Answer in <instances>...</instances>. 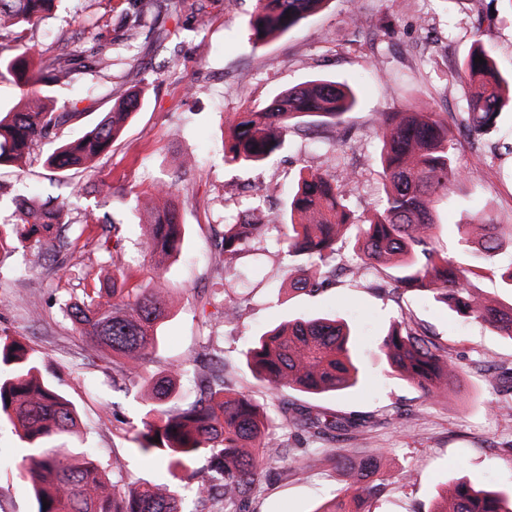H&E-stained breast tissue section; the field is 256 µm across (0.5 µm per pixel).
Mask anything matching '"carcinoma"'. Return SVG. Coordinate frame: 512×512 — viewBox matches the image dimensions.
Returning <instances> with one entry per match:
<instances>
[{"label":"carcinoma","instance_id":"1","mask_svg":"<svg viewBox=\"0 0 512 512\" xmlns=\"http://www.w3.org/2000/svg\"><path fill=\"white\" fill-rule=\"evenodd\" d=\"M56 0H0V36H14V53L0 57V77L10 75L27 98L26 103L0 114V166L23 160L32 146L56 136L71 116L56 112L46 103L42 89L72 86L78 70L100 74L112 71V56L103 51L68 58L43 59L25 41L20 29L33 24L55 8ZM327 0H256L248 21L255 41L282 35L320 10ZM480 56L485 63L474 62ZM454 79L471 88L465 111L456 115L437 112L378 113L381 145L376 170L382 185V207L373 216H355L345 186L354 176H333L319 169L299 173L288 197V223L276 218L260 228L250 224H226L216 243L224 267L250 250L276 252L304 267L290 282V290L312 292L342 276L360 278L384 260H396L398 275L392 292L424 291L461 316H476L512 338V304L487 303L475 296L470 277L477 272L456 267L434 245L435 215L432 196H447L464 170L456 158L460 137L478 138L496 128L503 109L512 106L509 81L496 67L492 51L481 40L473 42ZM143 91L128 90L109 112L79 139L58 146L45 162L54 171L87 166L110 150L131 114L142 107ZM357 103L355 91L344 83L315 78L288 88L264 109L242 113L235 124L232 143L224 149V161L259 167L279 154L288 129L307 117H319L335 125ZM174 184L160 188L161 204L148 223L145 252L156 267L180 249L184 225L171 197ZM21 223L0 224V257L34 243L52 246V261L68 249L66 227L72 224L68 204L26 207ZM481 237L474 241L466 229L459 242L487 257L512 244V225L495 224L478 217ZM349 235L354 256L342 259L339 233ZM129 276L112 275V288L95 292L82 303H69L66 311L95 347L112 351L122 375H139L159 341L166 317V291L149 283L127 287ZM350 326L335 318L297 317L254 338L245 360L256 377L276 393L295 390L310 395L341 393L357 386L360 367ZM380 353L388 371L414 384L425 396L450 392L458 372L429 329L408 317L390 323L381 340ZM172 380L154 384L155 403L147 411L139 433L140 450L158 458L177 481L197 480L202 500L212 512H250L261 492V464L280 456L284 448L265 441L271 422L267 410L235 392L224 379V361L210 369L206 402L171 408ZM280 413L287 425L300 431L306 442L308 465L326 458L322 444L334 432L364 425L363 419L328 417L323 413L286 403ZM10 419L25 443L22 467L37 503V512H179V500L166 484L119 486L102 474L87 448H70L65 439L77 429L74 404L55 386L40 379V362L22 341L0 336V416ZM160 441H154V438ZM204 456L206 467L194 468ZM380 452L369 450L359 470H346L350 482L314 512H370L386 479L379 476ZM49 503L43 507V503ZM452 512H512V493L474 489L462 481L454 489Z\"/></svg>","mask_w":512,"mask_h":512}]
</instances>
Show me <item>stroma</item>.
I'll list each match as a JSON object with an SVG mask.
<instances>
[{
	"instance_id": "35a3bbf8",
	"label": "stroma",
	"mask_w": 512,
	"mask_h": 512,
	"mask_svg": "<svg viewBox=\"0 0 512 512\" xmlns=\"http://www.w3.org/2000/svg\"><path fill=\"white\" fill-rule=\"evenodd\" d=\"M254 8L255 0H180L177 11L159 24L154 13L136 14L132 0H63L50 18L27 27L25 39L40 57L105 43L115 64L104 76H81V84L92 89L91 99L80 103L56 138L38 144L27 164L0 167V186L8 190L0 197L1 223L17 219L14 191L68 201L73 220L62 265L51 267L49 250L37 247L18 249L0 262V336L34 348L43 359V377L76 405L80 421L71 447L93 450L111 479L155 484L168 474L152 455L139 452L137 441L153 380L181 367L171 403L192 402L204 394L208 357L217 354L232 389L269 402V391L242 354L246 342L298 314H333L355 330L361 383L341 395L291 391L287 398L314 411L367 418L366 427L337 431L334 446L355 461L366 449H381V469L392 482L372 503V512H430L461 480L511 491L512 381L497 378L499 371L512 369L511 338L421 292L388 294L397 274L390 262L321 292L298 293L289 289L292 265L283 256L244 254L231 280L220 269L214 243L226 220L260 187L269 189L270 197L250 221L269 223L302 170H355L357 180L347 187L349 205L358 215L373 212L381 197L375 176L377 113L402 112L410 105L463 111L465 94L451 73L478 36L493 45L502 74L511 75L512 7L506 0H481L477 7L471 0H330L297 28L258 47L247 27ZM478 8L494 16L479 31ZM355 19L371 30L392 26L397 36L391 42L347 44L345 34ZM134 21L140 35L131 44L125 32ZM315 76L356 88L359 102L342 124L311 117L289 131L286 148L266 165L225 163L222 144L230 140L239 113L264 108L281 90ZM136 84L145 89L144 106L94 170L44 168L47 153L94 126ZM511 143L512 112L503 113L497 130L479 142L459 139L456 156L467 174L437 207L435 241L452 263L483 266L472 288L504 303L512 295L499 270L512 263V248L491 259L474 258L459 251L457 227L481 215L512 224V154L505 150ZM163 183L176 186L184 245L162 271L170 296L161 342L139 378L118 384L111 354L89 346L65 306L92 288L111 287L118 266L127 271L130 285L149 282L154 263L142 251L140 236ZM106 214L116 230H101L98 220ZM228 297L239 307L230 323L222 314ZM405 315L428 326L457 364L455 393L426 398L387 372L378 345L390 321ZM191 358L196 366L186 367ZM269 434L288 452L265 464L253 512H315L344 487V472L331 462L307 468L280 417H273ZM22 446L18 430L1 419L0 512H36Z\"/></svg>"
}]
</instances>
